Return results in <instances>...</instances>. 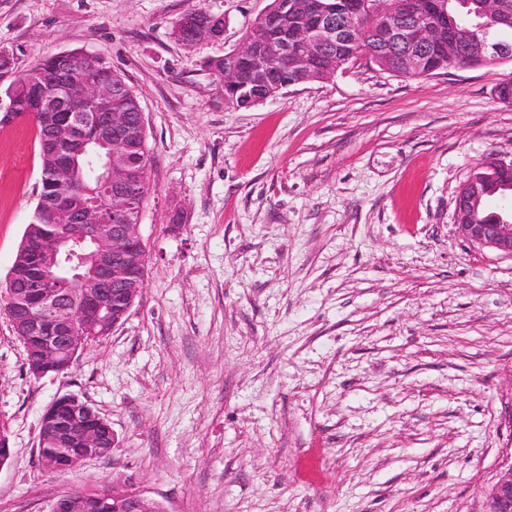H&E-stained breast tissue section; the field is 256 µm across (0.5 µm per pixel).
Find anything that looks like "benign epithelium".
Returning <instances> with one entry per match:
<instances>
[{
    "instance_id": "obj_1",
    "label": "benign epithelium",
    "mask_w": 512,
    "mask_h": 512,
    "mask_svg": "<svg viewBox=\"0 0 512 512\" xmlns=\"http://www.w3.org/2000/svg\"><path fill=\"white\" fill-rule=\"evenodd\" d=\"M308 9L316 18L306 31L283 46V55L291 57L293 69L302 73L320 66L327 51L341 46L346 28L320 0H310ZM364 13L384 22L382 46L404 48L415 62L429 47L436 31L420 20L419 0H362ZM478 51L492 59L512 56V44L482 29ZM57 57L74 60L65 70L37 67L26 81L36 87L27 111H18L16 87L6 99L0 98V124L31 122L40 112L56 114L47 124L42 139L45 154L63 157L50 170L41 172L40 200H45L55 185L80 188L76 170L79 156L86 157L104 144L110 153L100 181L107 193L91 209L94 224L86 213L57 205L42 210L51 224L64 230L33 241L23 238L26 255L42 268L38 274L19 278L9 271L3 289V308L14 333L26 344H33L28 357L29 373L38 378L48 373L61 374L70 367L80 351L104 326L107 332L128 315L142 290L132 282V271L140 262L126 248L131 225L116 224L112 217L131 211L140 199V189L128 167L132 145L130 116L112 106L124 99L130 87L112 84V70L102 57L88 53L60 52ZM283 72L266 64L263 87L243 94L242 107L250 108L270 99V93L282 88ZM470 181H465L455 197V230L463 241L488 248L512 259V218L494 224L461 222L460 201ZM90 244L91 254H77ZM90 262L88 275L68 264L73 255ZM87 402L73 394L56 398L41 418L38 445L59 448L53 470H72L94 458L91 450L106 442L102 432L84 419ZM111 501L112 512H168L159 501L142 497L127 486L112 484L98 492ZM89 494L73 490L49 501V512H82ZM486 512H512V454L506 455L497 481L488 492Z\"/></svg>"
}]
</instances>
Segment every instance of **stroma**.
I'll return each instance as SVG.
<instances>
[{"mask_svg": "<svg viewBox=\"0 0 512 512\" xmlns=\"http://www.w3.org/2000/svg\"><path fill=\"white\" fill-rule=\"evenodd\" d=\"M270 0H0V93L84 49L121 73L153 157L142 296L63 374L33 377L0 314V512L130 481L168 512H485L512 449V259L455 234L459 186L512 158V60L430 77L359 58L251 108L209 59ZM223 17L186 47V12ZM41 191L29 124L0 125V282ZM180 214L172 225L169 217ZM74 394L111 456L39 461Z\"/></svg>", "mask_w": 512, "mask_h": 512, "instance_id": "1", "label": "stroma"}]
</instances>
